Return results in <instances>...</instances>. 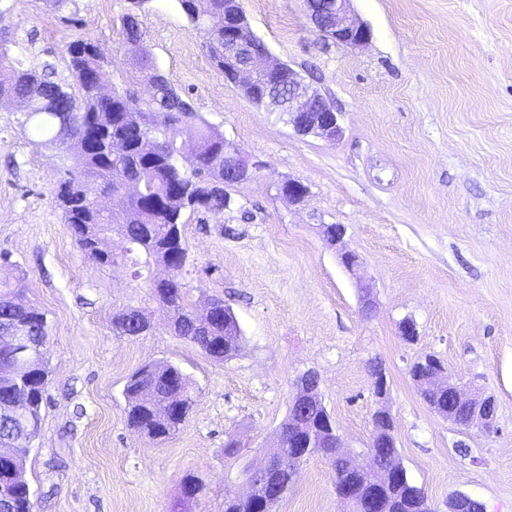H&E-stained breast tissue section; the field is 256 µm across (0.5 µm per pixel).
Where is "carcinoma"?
I'll return each mask as SVG.
<instances>
[{
    "mask_svg": "<svg viewBox=\"0 0 512 512\" xmlns=\"http://www.w3.org/2000/svg\"><path fill=\"white\" fill-rule=\"evenodd\" d=\"M187 19L203 38V47L219 69L233 37L224 30L209 26L208 20L228 10L239 17L237 29L243 36L251 33L240 6L232 0H178ZM125 44L132 50L141 48L142 31L136 13L125 14L122 24ZM11 38L0 32V98L20 101L24 108L21 127L48 136V142L61 149L75 139L97 145L76 155L72 167L59 180L56 202L64 222L85 258L100 265L121 264L136 278L156 264L171 261L172 236L183 237L185 212H224L227 189L243 183L249 162L224 135L171 86L167 78L144 51L136 58L138 69L121 73L104 96L97 88L96 75L110 65L99 52H92L90 39L78 38L66 47L67 69L72 82L54 79L55 67L46 63L40 68L24 69L10 55ZM158 82L152 96L133 110L134 86L153 74ZM240 92L257 108L269 111L268 100L283 104L288 100V69L263 74ZM192 141L194 165L186 172L174 153L182 140ZM249 178L256 177L251 171ZM112 197L113 206L123 214L117 221L107 211L95 208L93 196ZM105 238V248L97 250L90 240ZM188 252L175 262L169 280L158 285L147 281L150 296L169 312L171 332L196 345L208 357L222 361L239 348L241 329L238 320L220 299H212L209 314L188 302L182 291L180 274ZM16 322L25 323L43 340L48 353V321L44 312L25 304L19 294L0 287V372L9 352L5 331ZM112 325L121 336H142L153 329L146 310L127 308L112 317ZM46 364L30 370L17 381L0 375V402L27 401L34 429H39L40 411L46 394ZM153 391L154 399L144 402L140 391ZM127 422L152 441L172 435L186 417L191 404L190 382L180 367L168 362L146 364L132 373L124 386ZM424 401L463 425L465 406L448 401L442 393L420 391ZM297 424L286 419L280 427L284 463L274 472L272 481L278 493L285 495L294 475L288 461V436ZM336 492L349 491L358 503L366 499L372 476L358 474L332 462ZM27 479L8 473L0 460V505L8 512H33ZM388 512H435L424 492L409 479H397L383 487Z\"/></svg>",
    "mask_w": 512,
    "mask_h": 512,
    "instance_id": "obj_1",
    "label": "carcinoma"
}]
</instances>
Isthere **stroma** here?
I'll list each match as a JSON object with an SVG mask.
<instances>
[{
    "label": "stroma",
    "instance_id": "35a3bbf8",
    "mask_svg": "<svg viewBox=\"0 0 512 512\" xmlns=\"http://www.w3.org/2000/svg\"><path fill=\"white\" fill-rule=\"evenodd\" d=\"M254 34L341 115L332 141L301 136L228 84L177 0H146L143 45L195 112L259 174L231 190L233 208L186 213L192 303L233 310L238 352L217 363L167 329V313L123 267L85 259L55 187L67 163L55 145L0 105V281L23 270L22 298L49 320L50 383L26 461L35 512H224V494L257 455L274 452L297 376L319 389L351 458L369 460L372 415L386 405L398 457L443 512L464 492L486 512H512V0H350L371 29L363 46L327 41L304 0H241ZM130 0H0V30L28 67L53 63L67 81V44L97 42L116 72H132L121 19ZM308 193L294 204L286 180ZM325 224L346 228L340 264ZM148 308L154 328L120 336L113 313ZM412 319L414 342L398 325ZM434 356L446 377L496 401L493 432L465 429L424 402L409 367ZM385 367L378 402L369 364ZM169 361L192 386L171 438L132 430L122 390L141 365ZM243 443L224 452L229 438ZM206 489L186 497L185 474ZM272 512H341L326 457L303 460Z\"/></svg>",
    "mask_w": 512,
    "mask_h": 512
}]
</instances>
